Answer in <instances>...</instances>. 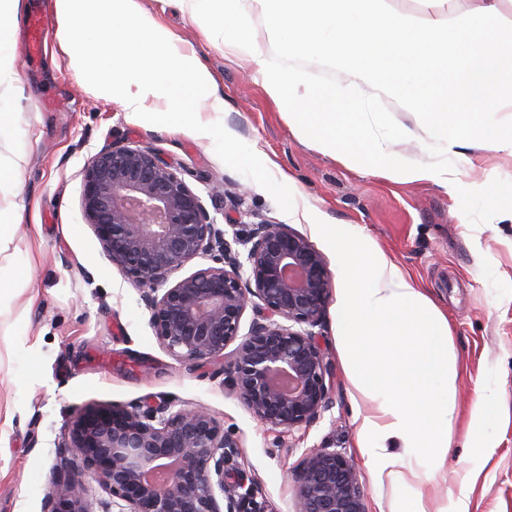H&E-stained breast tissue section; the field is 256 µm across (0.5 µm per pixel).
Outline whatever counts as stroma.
I'll return each instance as SVG.
<instances>
[{"label": "stroma", "mask_w": 512, "mask_h": 512, "mask_svg": "<svg viewBox=\"0 0 512 512\" xmlns=\"http://www.w3.org/2000/svg\"><path fill=\"white\" fill-rule=\"evenodd\" d=\"M208 62L229 103L224 148L135 123L68 68L53 0H23L14 34L15 74L0 84V109L26 150L18 172H0V212H19L0 262L14 267L0 289V512H41L64 432L89 405L172 397L202 406L239 440L238 464L254 478L271 512H293L286 471L309 449L355 457V404L328 304L321 342L331 363L333 405L307 428L285 434L261 425L224 381L220 364L196 366L159 344L140 289L102 251L81 210L87 160L115 141L154 149L180 168L220 228L260 220L289 225L323 256L332 288L338 259L318 224H356L447 314L458 357V419L445 462L450 492L466 493L469 512H512V157L471 151L465 181L486 184L492 200L455 198L429 182L365 174L295 137L254 77L252 62L224 52L173 0H137ZM49 32L30 57L28 20ZM256 143L259 157L240 155ZM312 221L295 214L299 195ZM496 382L499 426L492 454L473 471L468 417L486 379Z\"/></svg>", "instance_id": "1"}]
</instances>
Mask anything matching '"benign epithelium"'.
Wrapping results in <instances>:
<instances>
[{
  "label": "benign epithelium",
  "mask_w": 512,
  "mask_h": 512,
  "mask_svg": "<svg viewBox=\"0 0 512 512\" xmlns=\"http://www.w3.org/2000/svg\"><path fill=\"white\" fill-rule=\"evenodd\" d=\"M81 208L112 264L142 287L167 352L195 365L222 361L233 392L272 429L309 427L332 407L330 364L314 331L330 274L306 237L267 221L227 236L174 166L119 142L88 160ZM203 256L213 265L169 283ZM249 308L254 318L242 335ZM61 448L41 512H269L236 465L235 434L208 409L174 398L90 405ZM87 473L112 500L83 487ZM287 479L294 512H366L356 467L340 451H306Z\"/></svg>",
  "instance_id": "1"
}]
</instances>
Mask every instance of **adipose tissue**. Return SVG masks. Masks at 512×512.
I'll list each match as a JSON object with an SVG mask.
<instances>
[{"instance_id": "1", "label": "adipose tissue", "mask_w": 512, "mask_h": 512, "mask_svg": "<svg viewBox=\"0 0 512 512\" xmlns=\"http://www.w3.org/2000/svg\"><path fill=\"white\" fill-rule=\"evenodd\" d=\"M224 33L229 54L256 77L291 132L323 155L365 173L429 181L445 191L492 197L464 182L470 148L512 154V23L504 0H180ZM68 67L139 125L224 144L228 105L195 50L135 0H53ZM263 19L270 46L251 36ZM335 71L334 98L387 102L384 112L315 113L313 83L285 57ZM416 143L410 158L372 137L373 125ZM336 249V341L346 378L372 414L354 419V446L374 487L406 475L437 488L451 446L458 359L438 305L354 224H320ZM494 394L484 386L469 413L475 447L492 452Z\"/></svg>"}]
</instances>
